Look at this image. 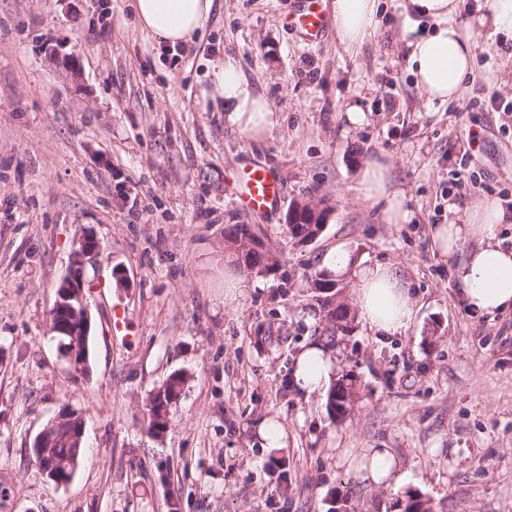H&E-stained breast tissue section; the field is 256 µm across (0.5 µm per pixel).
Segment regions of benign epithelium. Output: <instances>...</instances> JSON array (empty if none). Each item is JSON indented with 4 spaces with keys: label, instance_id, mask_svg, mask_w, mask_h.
I'll return each mask as SVG.
<instances>
[{
    "label": "benign epithelium",
    "instance_id": "1",
    "mask_svg": "<svg viewBox=\"0 0 512 512\" xmlns=\"http://www.w3.org/2000/svg\"><path fill=\"white\" fill-rule=\"evenodd\" d=\"M331 208L322 201L295 200L288 208L287 221L297 226V239L302 242L315 240L328 222ZM99 251L98 241L86 235L79 241L69 273L57 287V298L52 308L51 331L62 336H88L90 315L87 305L86 288L89 281L85 277V261L95 256ZM87 349V344L64 350L65 360L72 376L79 378L88 372V354H79V349ZM72 410H62L44 426L34 442L37 455H42V449L50 444L52 432L64 427L71 416ZM49 479L64 483L72 476V471L65 464L55 461L43 470Z\"/></svg>",
    "mask_w": 512,
    "mask_h": 512
}]
</instances>
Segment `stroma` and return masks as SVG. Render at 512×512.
<instances>
[{"label":"stroma","instance_id":"35a3bbf8","mask_svg":"<svg viewBox=\"0 0 512 512\" xmlns=\"http://www.w3.org/2000/svg\"><path fill=\"white\" fill-rule=\"evenodd\" d=\"M469 2L473 77L460 99L429 104L401 34L407 0H379L353 51L332 31L310 46L288 30L294 0H215L173 47L139 29L133 0H0V512H168L172 493L180 512H328L342 497L353 512H395L411 493L434 512H512V314L469 315L431 239L479 197L512 210V37L492 33V0ZM227 55L277 112L262 140L203 97ZM379 154L406 223L356 190ZM251 162L282 184L274 211L236 203ZM311 197L330 220L294 242L288 208ZM236 224L274 267L238 264L224 238ZM86 234L100 252L85 265L89 373L77 379L50 311ZM336 248L399 264L417 306L404 334L358 323L332 347L360 380L341 420L325 393L291 382L298 352L321 340L312 286ZM176 372L186 382L157 437L145 403ZM64 408L87 449L58 484L31 445ZM265 419L280 423V448H262ZM372 449L394 462L388 486L365 476Z\"/></svg>","mask_w":512,"mask_h":512}]
</instances>
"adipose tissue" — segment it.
<instances>
[{
  "label": "adipose tissue",
  "mask_w": 512,
  "mask_h": 512,
  "mask_svg": "<svg viewBox=\"0 0 512 512\" xmlns=\"http://www.w3.org/2000/svg\"><path fill=\"white\" fill-rule=\"evenodd\" d=\"M411 11L402 20L409 34L408 60L426 103L457 99L474 69L472 35L457 19L458 0H410ZM138 27L156 43L176 45L189 41L207 22L214 0H134ZM378 0H333L332 20L338 41L345 47H360L377 23ZM434 24L430 33L417 34L420 18ZM208 97L223 102L227 119L249 139H258L276 123L270 102L242 74L233 58L213 66ZM391 163L382 157L366 160L358 182L360 195L372 203H384L387 223L402 224L409 213L403 197L389 190ZM512 224V212L498 199L476 201L464 223L441 224L432 241L442 254L464 251L455 268V278L468 311L475 317L512 312V249L497 239L500 225ZM324 264L336 280L352 279L359 321L370 331L395 336L403 334L416 315L409 283L398 266H359L349 252L336 250ZM338 367L320 345L304 348L294 364L293 378L300 391L312 394L330 384Z\"/></svg>",
  "instance_id": "adipose-tissue-1"
}]
</instances>
